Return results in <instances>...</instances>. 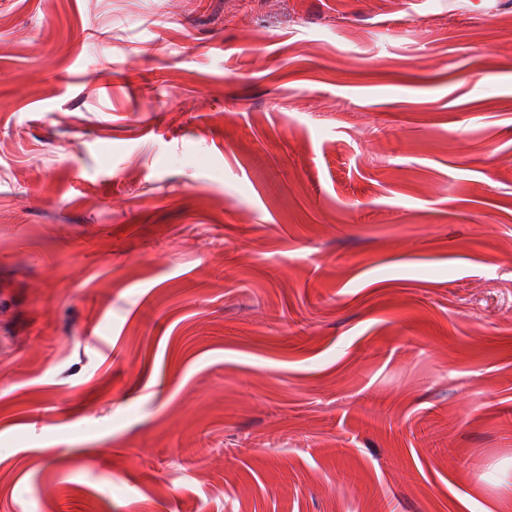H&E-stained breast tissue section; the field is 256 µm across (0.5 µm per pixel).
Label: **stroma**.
<instances>
[{
	"mask_svg": "<svg viewBox=\"0 0 512 512\" xmlns=\"http://www.w3.org/2000/svg\"><path fill=\"white\" fill-rule=\"evenodd\" d=\"M512 0H0V512H512Z\"/></svg>",
	"mask_w": 512,
	"mask_h": 512,
	"instance_id": "35a3bbf8",
	"label": "stroma"
}]
</instances>
